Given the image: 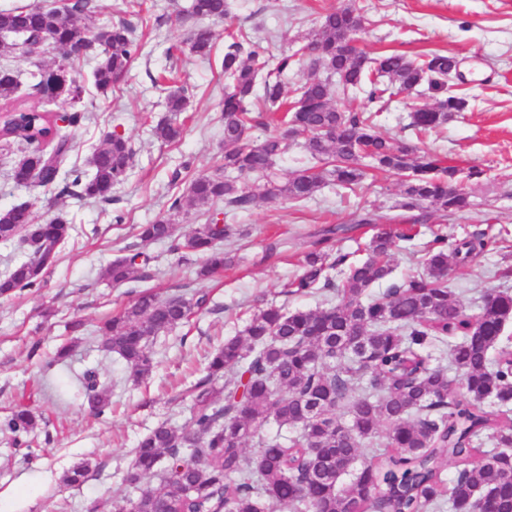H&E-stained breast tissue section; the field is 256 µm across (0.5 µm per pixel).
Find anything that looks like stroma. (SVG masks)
Instances as JSON below:
<instances>
[{
  "label": "stroma",
  "mask_w": 512,
  "mask_h": 512,
  "mask_svg": "<svg viewBox=\"0 0 512 512\" xmlns=\"http://www.w3.org/2000/svg\"><path fill=\"white\" fill-rule=\"evenodd\" d=\"M100 13L84 18L80 27L93 34L104 23L134 24L143 42L129 72L107 93L84 97V119L70 127L74 150L68 165H83L92 147L119 132L136 149L125 181L110 201L58 196L50 187L18 186L13 169L29 147L0 141V206L29 202L39 219L56 216L72 221L76 231L60 250L41 288L0 298V420L18 403L28 404L39 420L36 430L21 441L0 432V500L13 512H112V502L127 494L124 475L142 434L160 421L183 427L190 416L191 386L202 375L209 353L225 337L243 329L252 311L264 301L286 309H317L337 301L333 289L304 296H288L283 286L301 273V260L333 229L329 243L334 254L350 260L366 256L372 235L398 228L408 219L402 206L398 177L367 174L355 191L324 187L301 203L280 197L259 198L245 212L226 215L236 233L224 242L235 258L223 274L197 278L198 256L181 257L167 245L143 242L138 227L166 212L184 182L172 173L181 161L192 174L214 173L224 152V56L227 31L242 33L266 53L277 56L293 50L322 14L344 0H230L226 20L213 23L217 42L210 59L190 54L173 56L172 45L186 42L189 27L179 15L189 0H94ZM364 29L358 45L367 54L396 50L409 55L444 52L463 61L466 79L460 92L468 101L444 126L416 134L409 126V108L396 99L378 117L380 131L406 139L438 154L459 170V185L470 201L463 212L438 217L422 227L411 241H395L391 275L373 288L379 295L422 270L425 246L434 236L456 245L485 232L495 244L449 277L452 298L476 309L490 289L512 293V278L499 272L512 265V0H358ZM58 49L45 47L27 53L12 38H0V63L18 74V94L25 106H39L30 90L31 72L52 65ZM175 68L188 90L182 140L167 145L156 140L151 127L166 112L167 88L154 84L162 70ZM473 169L483 178H469ZM122 223H113L115 215ZM276 252H269V245ZM142 251L153 255L151 276L119 286L108 285L101 274L116 257ZM159 298L206 296L207 303L189 323L158 337L153 345L156 367L142 383L133 384L125 363L101 347L97 329L141 293ZM78 330H70L71 322ZM72 343L71 357L60 364L57 348ZM93 370L108 385L111 405L93 415L76 376ZM89 463L92 472L82 486L61 481L65 470Z\"/></svg>",
  "instance_id": "stroma-1"
}]
</instances>
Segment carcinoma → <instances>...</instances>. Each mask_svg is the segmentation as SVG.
Wrapping results in <instances>:
<instances>
[{"instance_id": "carcinoma-1", "label": "carcinoma", "mask_w": 512, "mask_h": 512, "mask_svg": "<svg viewBox=\"0 0 512 512\" xmlns=\"http://www.w3.org/2000/svg\"><path fill=\"white\" fill-rule=\"evenodd\" d=\"M91 4H67V24L53 8L18 4L0 9V33L43 39L61 53L58 61L32 74V93L45 104L68 97L81 102L86 87L75 74L88 59L95 61L92 86L106 93L141 51L129 23L101 25L95 43L75 49L73 35ZM229 9V0H191L183 14L194 21L187 41L191 53L210 55L214 34L205 21L222 20ZM360 22L354 4L332 9L304 45L275 59L244 37L228 34L222 61L223 172L190 177L168 213L140 225L139 236L168 244L176 253L203 256L198 274L211 277L231 263L221 247L230 225L219 223L215 211L179 236L175 217L194 205L222 203L226 212L250 209L258 198L246 183L250 178L267 180L264 194L295 202L312 198L328 182L353 191L367 166L403 177L404 208L417 215L397 232L377 231L361 262L349 264L346 255L322 248L307 252L301 274L284 284V294L331 288L329 270L345 265L338 302L316 310L257 307L241 333L215 350L194 384L188 425L177 429L161 422L138 441L125 477L132 495L113 502L114 512H275L278 505L291 512H470L481 500L489 501L494 512H512V351L502 345L512 319V294L489 290L471 312L451 299L448 288L449 274L486 249L485 234L476 233L451 250L434 237L426 272L410 275L382 295L368 294L391 274L394 239H410L432 217L470 207L465 193L450 189L456 168L383 135L375 122L392 99L417 94L433 104L410 113L411 127L421 132L448 123L468 105L448 86L459 59L398 51L371 57L348 48ZM304 63L312 74L289 97L283 77ZM18 87L13 69L0 65V100L11 101ZM365 87L368 101L380 104L374 111L333 102ZM187 108L184 89L169 92L171 114ZM256 110L270 113L278 127L290 124V134L277 129L259 143L248 139ZM184 132L175 118L154 128L164 143L180 141ZM0 136L38 145L14 177L36 168L44 183L82 199H111L135 155L129 138L112 133L92 149L86 167L63 174L72 139L49 111L22 105L0 107ZM298 142L324 167L298 170L281 184L269 180L276 160ZM42 143L51 150L39 148ZM23 231L30 257L0 278V297L40 287L74 225L59 216L40 224L22 203L0 208V241ZM149 263L144 253H131L113 260L102 278L121 285L147 275ZM205 302L203 296L161 299L143 293L99 327L102 348L122 359L138 382L155 368V340L189 321ZM438 348L448 350L458 381L433 364L432 351ZM227 368L239 369L238 375L215 388L214 380ZM78 382L96 411L108 407L110 393L95 372H84ZM383 424L385 447L360 462ZM37 425L33 411L20 404L4 430L27 434ZM264 425L291 435L266 438L259 433ZM252 441L255 450L249 454L246 445ZM449 463L455 466L450 478L445 476ZM161 465V487L143 486ZM89 473V464L78 465L63 474L62 482L80 485Z\"/></svg>"}]
</instances>
